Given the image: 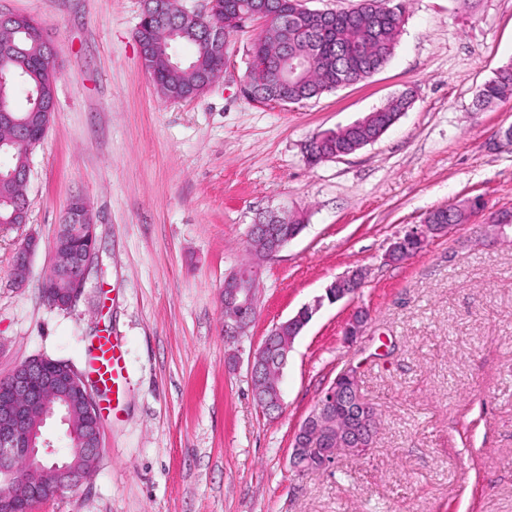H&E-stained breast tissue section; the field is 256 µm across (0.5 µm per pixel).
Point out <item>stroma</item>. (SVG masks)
Here are the masks:
<instances>
[{
	"label": "stroma",
	"mask_w": 512,
	"mask_h": 512,
	"mask_svg": "<svg viewBox=\"0 0 512 512\" xmlns=\"http://www.w3.org/2000/svg\"><path fill=\"white\" fill-rule=\"evenodd\" d=\"M141 0H0L56 50V112L32 150L29 221L0 224V378L35 355L86 368L118 337L125 380L105 411L98 465L35 512H512V236L485 232L512 208V102L478 112L477 87L512 61V0H411L390 62L371 78L290 106L244 99L247 25L198 98L171 102L145 71ZM410 108L377 142L309 166L304 145L405 90ZM83 197L98 258L68 310L42 297L58 224ZM486 211L383 255L398 233L468 197ZM303 229L262 269L256 317L229 365L220 301L267 210ZM40 246L24 286L16 251ZM361 269L353 297L323 304L297 336L283 411L255 401L248 354L271 327ZM369 314L354 345L343 330ZM381 429L364 459L297 476L295 427L347 365Z\"/></svg>",
	"instance_id": "stroma-1"
}]
</instances>
